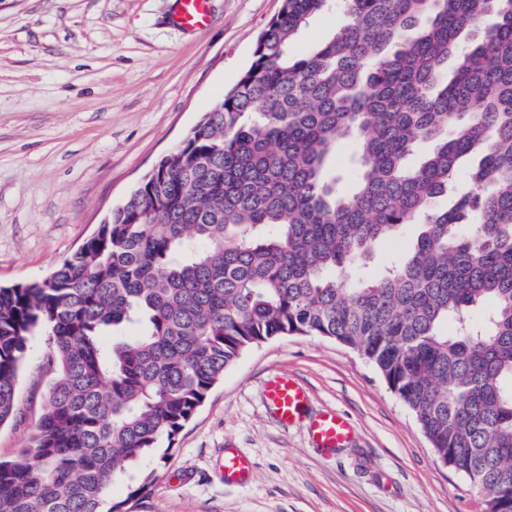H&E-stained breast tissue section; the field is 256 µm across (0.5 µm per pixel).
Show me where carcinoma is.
<instances>
[{"label": "carcinoma", "mask_w": 512, "mask_h": 512, "mask_svg": "<svg viewBox=\"0 0 512 512\" xmlns=\"http://www.w3.org/2000/svg\"><path fill=\"white\" fill-rule=\"evenodd\" d=\"M337 4L350 22L292 54ZM344 141L348 188L328 173ZM41 332L55 377L28 449L0 460V512H126L113 483L174 445L245 350L288 335L355 350L484 512H512V0H282L239 80L97 233L0 286V425ZM410 235L411 229H408L398 238L382 240L377 246L374 259L369 263L367 268L368 275L370 277H377L382 274L385 266L407 249Z\"/></svg>", "instance_id": "cac0c4a2"}]
</instances>
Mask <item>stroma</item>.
Listing matches in <instances>:
<instances>
[{
	"label": "stroma",
	"instance_id": "1",
	"mask_svg": "<svg viewBox=\"0 0 512 512\" xmlns=\"http://www.w3.org/2000/svg\"><path fill=\"white\" fill-rule=\"evenodd\" d=\"M202 31L173 26L174 0H0V285L38 280L76 251L178 146L250 65L282 0H211ZM348 17L316 15L292 44L309 52ZM48 340L33 336L0 426V458L27 445L50 380ZM286 373L313 409L343 413L347 447L315 448L307 424L283 427L264 383ZM254 462L224 482V451ZM133 512H482L469 482L440 461L410 410L351 348L282 336L224 373Z\"/></svg>",
	"mask_w": 512,
	"mask_h": 512
}]
</instances>
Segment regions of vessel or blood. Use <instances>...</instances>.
<instances>
[{
	"instance_id": "obj_1",
	"label": "vessel or blood",
	"mask_w": 512,
	"mask_h": 512,
	"mask_svg": "<svg viewBox=\"0 0 512 512\" xmlns=\"http://www.w3.org/2000/svg\"><path fill=\"white\" fill-rule=\"evenodd\" d=\"M172 23L187 31L207 28L212 21L211 0H175ZM265 400L282 426L288 427L309 421L313 441L317 447L333 451L346 447L354 437L352 423L333 410L310 414V398L306 388L293 377L278 374L267 379ZM253 462L245 454L225 449L222 472L229 485L245 483Z\"/></svg>"
}]
</instances>
